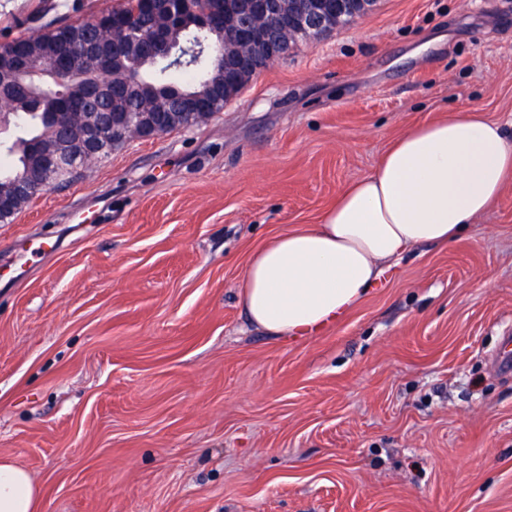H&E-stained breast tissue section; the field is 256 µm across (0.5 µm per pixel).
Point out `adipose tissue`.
Masks as SVG:
<instances>
[{
    "label": "adipose tissue",
    "mask_w": 512,
    "mask_h": 512,
    "mask_svg": "<svg viewBox=\"0 0 512 512\" xmlns=\"http://www.w3.org/2000/svg\"><path fill=\"white\" fill-rule=\"evenodd\" d=\"M512 182V140L475 112L412 127L377 167L349 184L320 223L269 238L240 284L251 324L271 336H306L336 322L392 261L444 246L491 211ZM29 474L0 459V512H39Z\"/></svg>",
    "instance_id": "adipose-tissue-1"
}]
</instances>
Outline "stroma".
I'll return each instance as SVG.
<instances>
[{"mask_svg": "<svg viewBox=\"0 0 512 512\" xmlns=\"http://www.w3.org/2000/svg\"><path fill=\"white\" fill-rule=\"evenodd\" d=\"M117 4L0 0V43ZM451 112L512 138V0H378L0 222V457L40 512H512V184L318 335L240 303L270 237ZM27 236L56 248L21 276Z\"/></svg>", "mask_w": 512, "mask_h": 512, "instance_id": "35a3bbf8", "label": "stroma"}]
</instances>
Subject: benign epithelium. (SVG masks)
Here are the masks:
<instances>
[{
  "label": "benign epithelium",
  "mask_w": 512,
  "mask_h": 512,
  "mask_svg": "<svg viewBox=\"0 0 512 512\" xmlns=\"http://www.w3.org/2000/svg\"><path fill=\"white\" fill-rule=\"evenodd\" d=\"M376 0H224V27L216 29L218 21L211 15L199 16L196 25L218 38L207 44L208 56L213 61L214 71L208 79L212 96L229 102L236 82L224 78L225 66H230L236 76L246 75L252 79L267 66L285 58L302 38L336 29V21L346 18L352 23L370 13ZM119 35L112 42L89 41L80 48L83 63L91 71L101 73L109 67L111 52L119 49L129 63L138 65L151 56L163 60L182 56L184 47L170 41H158L156 35L145 33L134 42L126 39V25L116 24ZM7 66L0 71V92L8 89L18 73L31 60L23 53L6 58ZM44 67L54 71L62 90L76 92L85 99H94L107 88L100 82L76 81L73 71L64 68L55 58H50ZM143 111L155 113L145 117L139 128L132 132L137 138H151L169 131L165 113L155 112L152 99L140 96ZM64 127L58 142L47 148L49 164L61 167L70 161L77 151L87 149L102 130L94 112H68L63 114Z\"/></svg>",
  "instance_id": "1"
}]
</instances>
